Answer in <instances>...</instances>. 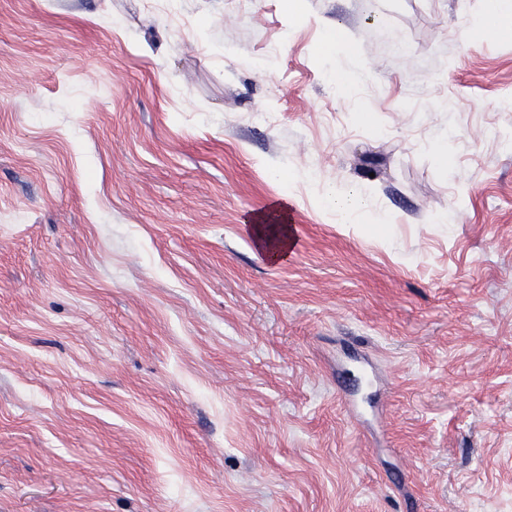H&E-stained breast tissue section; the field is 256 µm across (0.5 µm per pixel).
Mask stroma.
I'll return each mask as SVG.
<instances>
[{
	"label": "stroma",
	"mask_w": 512,
	"mask_h": 512,
	"mask_svg": "<svg viewBox=\"0 0 512 512\" xmlns=\"http://www.w3.org/2000/svg\"><path fill=\"white\" fill-rule=\"evenodd\" d=\"M174 2L0 0V512H512L495 0ZM332 211L336 214L338 223L349 224L361 232H373L378 237L390 241L389 227L391 224H384L385 216L379 212L371 216L374 224L361 223L362 212L366 208L365 199L359 191L351 188L344 189L336 187L328 196ZM288 202L293 204L295 199L289 195L280 207L259 213L252 217L250 224H244L257 249L270 262L284 258L293 244L291 227L288 225ZM273 227L276 230L274 235L270 232Z\"/></svg>",
	"instance_id": "stroma-1"
}]
</instances>
